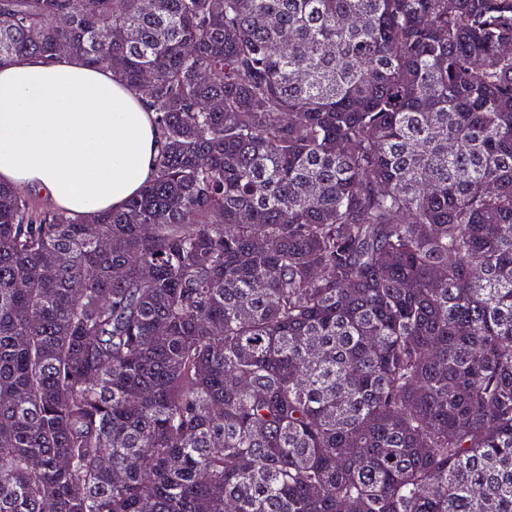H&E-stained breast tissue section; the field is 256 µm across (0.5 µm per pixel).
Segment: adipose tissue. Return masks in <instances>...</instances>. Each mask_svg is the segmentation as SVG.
<instances>
[{
  "label": "adipose tissue",
  "mask_w": 512,
  "mask_h": 512,
  "mask_svg": "<svg viewBox=\"0 0 512 512\" xmlns=\"http://www.w3.org/2000/svg\"><path fill=\"white\" fill-rule=\"evenodd\" d=\"M158 153L147 104L110 71L76 53L0 63V184L91 218L138 195Z\"/></svg>",
  "instance_id": "adipose-tissue-1"
}]
</instances>
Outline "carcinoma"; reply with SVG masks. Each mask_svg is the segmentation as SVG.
Segmentation results:
<instances>
[{"label":"carcinoma","instance_id":"cac0c4a2","mask_svg":"<svg viewBox=\"0 0 512 512\" xmlns=\"http://www.w3.org/2000/svg\"><path fill=\"white\" fill-rule=\"evenodd\" d=\"M60 43L161 147L0 185V512H512V0H0Z\"/></svg>","mask_w":512,"mask_h":512}]
</instances>
